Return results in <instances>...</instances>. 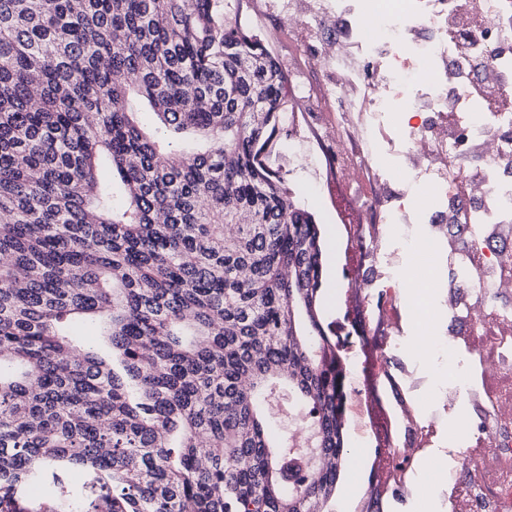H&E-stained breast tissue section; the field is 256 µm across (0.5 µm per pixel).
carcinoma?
<instances>
[{
	"label": "carcinoma",
	"instance_id": "obj_1",
	"mask_svg": "<svg viewBox=\"0 0 512 512\" xmlns=\"http://www.w3.org/2000/svg\"><path fill=\"white\" fill-rule=\"evenodd\" d=\"M292 108L224 0H0V512H327L347 371L262 160Z\"/></svg>",
	"mask_w": 512,
	"mask_h": 512
}]
</instances>
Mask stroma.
<instances>
[{
	"mask_svg": "<svg viewBox=\"0 0 512 512\" xmlns=\"http://www.w3.org/2000/svg\"><path fill=\"white\" fill-rule=\"evenodd\" d=\"M290 0H232L229 14L247 25L270 50L288 77L296 99L288 135L273 147L269 164L285 177L290 202L311 213L321 231L323 273L319 291L320 318L327 333L341 341H352L344 352L349 376L366 383L377 370V347L389 334L378 315L363 317L362 303L348 290L352 279L366 278L370 251L353 244V224H372L377 236L388 228L379 220L386 199L398 194L400 183H378L370 192L360 186H337L327 158L311 143L312 129L326 130L328 147L344 143L355 128L336 126V103L328 97L325 83L305 70L304 64L326 41L335 39L336 29L315 30L310 42L297 44L288 36ZM394 399L369 400L357 396L349 401L346 423L345 467L330 501L331 512H362L369 488H377L384 512H420L422 500L435 502V512H448V496L437 482L416 484L396 496L387 469L385 447L396 444L400 429L394 421Z\"/></svg>",
	"mask_w": 512,
	"mask_h": 512,
	"instance_id": "1",
	"label": "stroma"
}]
</instances>
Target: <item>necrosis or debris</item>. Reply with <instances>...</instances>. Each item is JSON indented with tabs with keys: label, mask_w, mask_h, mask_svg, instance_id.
<instances>
[{
	"label": "necrosis or debris",
	"mask_w": 512,
	"mask_h": 512,
	"mask_svg": "<svg viewBox=\"0 0 512 512\" xmlns=\"http://www.w3.org/2000/svg\"><path fill=\"white\" fill-rule=\"evenodd\" d=\"M356 34V56L324 50L313 70L335 73L333 89L364 138L336 152V172L404 188L382 220L390 243L373 244L386 324L441 321L416 356L425 409L447 411L463 447L433 450L448 474V512H512V0H336ZM426 112L405 127L401 113ZM484 175L457 164L470 147ZM419 255L449 278L428 284L435 306H403L401 287Z\"/></svg>",
	"instance_id": "obj_1"
}]
</instances>
